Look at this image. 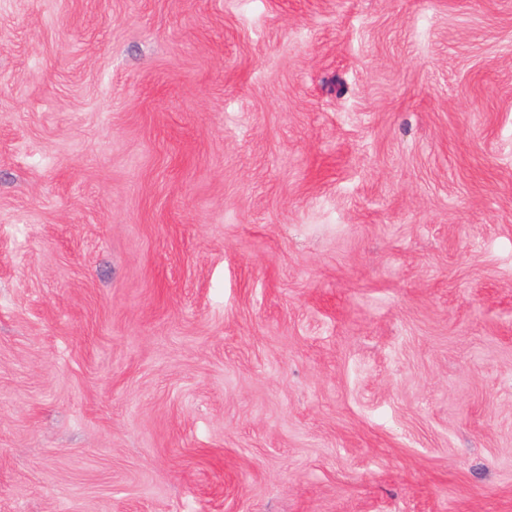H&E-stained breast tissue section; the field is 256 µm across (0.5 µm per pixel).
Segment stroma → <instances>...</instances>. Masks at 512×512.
<instances>
[{"label": "stroma", "instance_id": "1", "mask_svg": "<svg viewBox=\"0 0 512 512\" xmlns=\"http://www.w3.org/2000/svg\"><path fill=\"white\" fill-rule=\"evenodd\" d=\"M0 512H512V0H0Z\"/></svg>", "mask_w": 512, "mask_h": 512}]
</instances>
